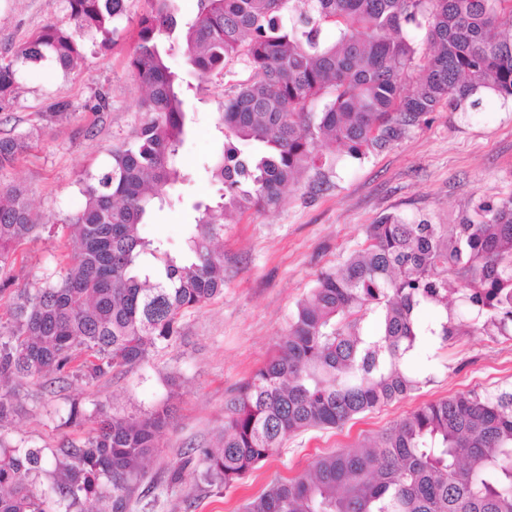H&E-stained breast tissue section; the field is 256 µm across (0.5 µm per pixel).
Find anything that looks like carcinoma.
Segmentation results:
<instances>
[{
    "label": "carcinoma",
    "instance_id": "1",
    "mask_svg": "<svg viewBox=\"0 0 512 512\" xmlns=\"http://www.w3.org/2000/svg\"><path fill=\"white\" fill-rule=\"evenodd\" d=\"M64 2L68 25L44 27L0 63V111L16 100L24 68L69 73L87 34L101 49L115 44L125 0ZM149 3L130 58L148 118L80 181L83 206L61 219L79 243L63 270L18 291L0 322V425L15 413L18 379L131 368L177 333L185 312L223 294L224 219L276 207L298 175L322 174V144L360 159L442 106H479L482 90L512 100V0H198L184 23L172 0ZM422 18L427 51L418 60L408 27ZM173 37L202 77L223 73L233 57L252 71L222 105L225 146L210 173L224 193L215 206L195 204L178 251L140 233L184 178L186 112L165 46ZM70 117L65 102L39 113L43 128ZM33 138L0 137V172ZM37 227L27 189L1 186L0 292ZM429 307L440 317L419 323L417 311ZM471 328L512 334V192L479 201L456 224L385 215L367 225L365 247L317 279L275 353L226 404L221 447L202 450L207 473L230 485L289 435L341 427L406 397L420 385L408 359L423 340L445 346ZM170 422L167 410L101 412L80 443L23 448L0 438V512H88L90 499L97 512H127ZM245 512H512V389L425 403L372 444L272 479Z\"/></svg>",
    "mask_w": 512,
    "mask_h": 512
}]
</instances>
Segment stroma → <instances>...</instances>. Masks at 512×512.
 <instances>
[{"instance_id":"stroma-1","label":"stroma","mask_w":512,"mask_h":512,"mask_svg":"<svg viewBox=\"0 0 512 512\" xmlns=\"http://www.w3.org/2000/svg\"><path fill=\"white\" fill-rule=\"evenodd\" d=\"M148 7V0H127L116 45L88 53L71 73L47 65L27 69L14 105L0 112V136L37 131L34 147L0 181L26 187L43 218L18 249L22 267L15 289L0 294V316L8 315L16 288H37L59 270L73 248L62 218L82 205L80 179L102 168L145 118V91L129 59L136 21ZM67 21L62 0H0V63L47 24ZM170 64L181 78L187 112L189 134L179 150L186 179L171 188L170 202L153 212L142 232L176 249L195 222L194 203L220 199L222 187L209 173L224 145L220 106L231 86L249 79L251 71L235 58L223 74L200 78L178 44ZM481 99L475 110L439 109L428 124L360 160L325 148L334 160L325 182L306 173L278 207L248 210L225 225L219 242L223 295L187 311L177 335L139 365L96 379L72 373L22 380L17 413L0 427V438L26 448H55L89 436L97 409L137 415L166 406L173 425L152 454L128 512H243L273 478L296 475L320 455L377 437L427 402L512 387V336L471 330L444 347L421 345L409 364L423 382L408 397L340 429L288 436L239 482L226 487L211 481L198 459L200 449L219 442L225 402L273 352L318 277L363 247L367 225L388 214L452 224L473 202L512 192V102L487 92ZM57 101L69 103L70 120L37 129L39 113ZM74 404L80 414L71 423ZM179 465L182 478L171 482Z\"/></svg>"}]
</instances>
